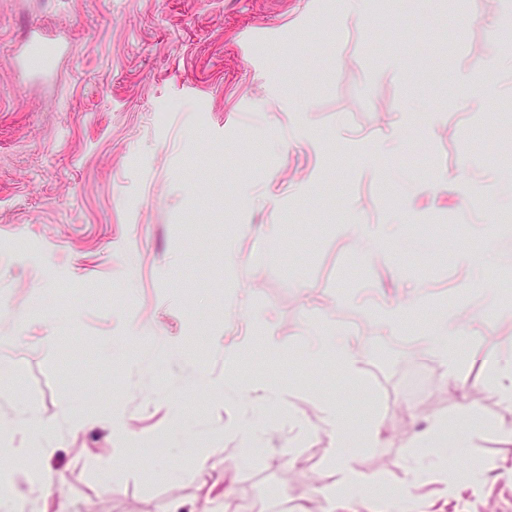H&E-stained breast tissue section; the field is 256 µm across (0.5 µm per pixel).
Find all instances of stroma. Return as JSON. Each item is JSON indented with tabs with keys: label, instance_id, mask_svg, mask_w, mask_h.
<instances>
[{
	"label": "stroma",
	"instance_id": "1",
	"mask_svg": "<svg viewBox=\"0 0 512 512\" xmlns=\"http://www.w3.org/2000/svg\"><path fill=\"white\" fill-rule=\"evenodd\" d=\"M345 10L0 0V423L12 447L52 448L62 475L28 512H205L227 486L223 512H327V404L351 428L379 422V444L349 454L382 487L406 480L410 438L437 420L428 456L480 475L409 501L351 489L337 512H512V406L487 367L488 351L512 354V232L493 221L511 204L512 15L498 0H375L337 26ZM32 30L64 45L51 69L24 64ZM490 52L498 67L463 83ZM402 106L399 148L380 149ZM442 316L472 354L458 381L428 341ZM317 334L345 336L353 368L312 357ZM261 381L279 397L259 399ZM465 400L471 426L455 420ZM282 409L312 428L298 447L268 422ZM32 419L51 435L36 440ZM228 425L262 454L245 461ZM145 434L164 455L130 452Z\"/></svg>",
	"mask_w": 512,
	"mask_h": 512
}]
</instances>
